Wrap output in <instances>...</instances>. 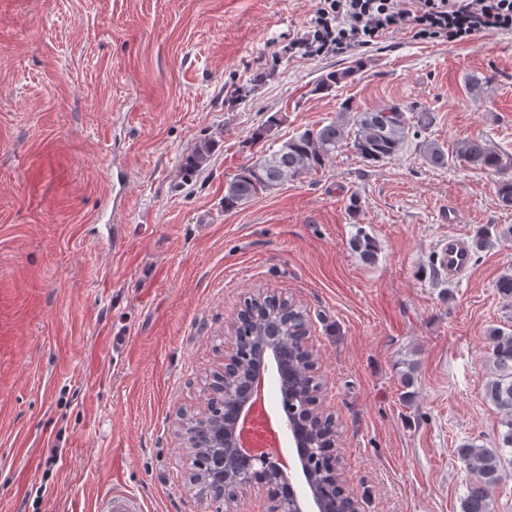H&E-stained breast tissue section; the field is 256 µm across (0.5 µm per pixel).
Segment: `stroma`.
<instances>
[{"label": "stroma", "mask_w": 512, "mask_h": 512, "mask_svg": "<svg viewBox=\"0 0 512 512\" xmlns=\"http://www.w3.org/2000/svg\"><path fill=\"white\" fill-rule=\"evenodd\" d=\"M312 0H0V512H96L119 486L143 512H212L188 488L177 408L205 404L224 327L254 289L306 308L344 487L360 512H460L502 416L485 395L489 332L512 329V236L441 277L448 234L512 225L496 175L437 169L421 139L483 138L512 155V32L392 35L347 56L288 51ZM350 70L327 93L322 74ZM261 71L249 97L230 94ZM487 77L483 96L464 86ZM399 105L432 125L397 156L343 147L323 169L224 208V185L274 113L285 140ZM213 139L208 166L186 157ZM126 191L102 202L112 170ZM359 216L348 211L351 196ZM123 244H102L103 225ZM374 242L364 259L351 242ZM126 339L123 351L112 339Z\"/></svg>", "instance_id": "35a3bbf8"}]
</instances>
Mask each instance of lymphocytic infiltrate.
<instances>
[{
  "instance_id": "f902f5d3",
  "label": "lymphocytic infiltrate",
  "mask_w": 512,
  "mask_h": 512,
  "mask_svg": "<svg viewBox=\"0 0 512 512\" xmlns=\"http://www.w3.org/2000/svg\"><path fill=\"white\" fill-rule=\"evenodd\" d=\"M512 31V0H316L309 29L290 52L308 58L343 55L393 34L417 40L464 41Z\"/></svg>"
}]
</instances>
